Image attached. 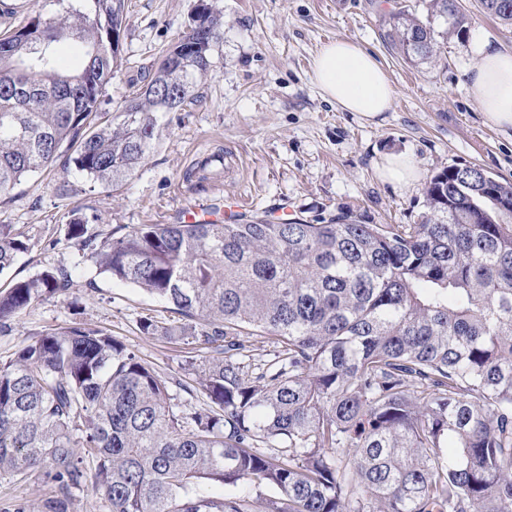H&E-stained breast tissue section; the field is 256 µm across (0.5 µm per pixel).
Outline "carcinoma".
Segmentation results:
<instances>
[{"label":"carcinoma","mask_w":512,"mask_h":512,"mask_svg":"<svg viewBox=\"0 0 512 512\" xmlns=\"http://www.w3.org/2000/svg\"><path fill=\"white\" fill-rule=\"evenodd\" d=\"M47 2L53 11L10 12L0 31V197L64 145L77 172L118 188L162 138L159 113L192 103L223 39L221 16L199 4L147 82L104 112L125 0ZM478 2L512 27V0ZM422 7L388 18L413 61L467 32L459 0ZM65 43L81 50L74 71L59 65ZM425 196L417 224L341 212L118 235L74 210L68 239L97 271L182 317H145L141 330L198 355L176 381L102 329L38 333L0 363V474L47 469L55 490L40 512H69L88 480L111 512H512V183L454 166ZM30 248L0 224V273ZM72 285L64 268L13 282L0 290V327ZM246 330L272 357H254ZM192 381L207 407L180 413L170 384Z\"/></svg>","instance_id":"obj_1"}]
</instances>
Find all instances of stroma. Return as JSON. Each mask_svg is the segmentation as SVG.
Returning <instances> with one entry per match:
<instances>
[{
    "label": "stroma",
    "mask_w": 512,
    "mask_h": 512,
    "mask_svg": "<svg viewBox=\"0 0 512 512\" xmlns=\"http://www.w3.org/2000/svg\"><path fill=\"white\" fill-rule=\"evenodd\" d=\"M224 15L214 67L199 79L195 101L162 115L163 136L143 166L115 192L91 189L75 168L54 164L0 198V224H12L33 247L0 274V286L47 268L73 274L68 294L35 302L0 331V362L46 329L85 323L107 330L160 375L181 377L189 348L144 334L139 322L180 317L169 305L97 273L67 237L74 207L96 216L95 230L175 223L187 206L214 207L225 195L249 202L245 219L288 209L312 224L344 211L364 224H414L426 210V181L443 169L476 165L512 182V131L485 122L467 89L474 59L456 38L435 60H407L389 37L388 14L401 0H128L120 41L122 65L102 93L115 110L154 71L188 26L199 2ZM348 38L372 52L395 91L378 123L343 112L310 81L312 57L326 41ZM224 170L201 171L208 156ZM411 157L420 179L381 181L382 157ZM43 473L0 475V512L36 508L51 495Z\"/></svg>",
    "instance_id": "obj_1"
}]
</instances>
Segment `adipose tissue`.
I'll return each instance as SVG.
<instances>
[{"mask_svg":"<svg viewBox=\"0 0 512 512\" xmlns=\"http://www.w3.org/2000/svg\"><path fill=\"white\" fill-rule=\"evenodd\" d=\"M476 64L468 90L489 124L512 129V50L478 38L471 45ZM311 81L344 112L375 121L390 111L394 89L375 56L357 42L337 38L320 46L311 63Z\"/></svg>","mask_w":512,"mask_h":512,"instance_id":"1","label":"adipose tissue"}]
</instances>
